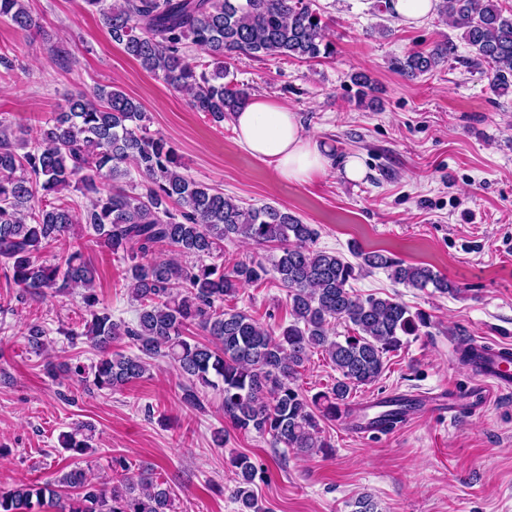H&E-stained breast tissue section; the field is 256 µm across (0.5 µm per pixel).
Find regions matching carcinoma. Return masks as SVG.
<instances>
[{
	"label": "carcinoma",
	"mask_w": 512,
	"mask_h": 512,
	"mask_svg": "<svg viewBox=\"0 0 512 512\" xmlns=\"http://www.w3.org/2000/svg\"><path fill=\"white\" fill-rule=\"evenodd\" d=\"M98 13L113 42L148 72L186 93L194 110L214 122L240 108L248 89L227 80L224 59L233 55L288 57L311 62L334 54L326 23L313 0H82ZM439 16L451 20L472 49L468 65L484 73L495 92L512 87V8L503 0H439ZM0 18L23 34L40 29L28 0H0ZM207 60H193L188 48ZM445 40L430 51H411L396 68L414 80L456 58ZM86 198L78 211L61 194ZM318 229L286 209L247 205L184 172L175 150L147 128L137 99L112 85L92 96L70 95L66 108L46 122L35 141L18 136L0 118V264L12 273L18 298L56 296L84 289L86 318L77 337L97 352L91 365L98 388L117 389L140 379L157 359L168 360L186 380L183 401L206 408V390L222 397L224 419L235 429L270 437L275 445L310 455L322 452L319 418L336 419L352 391L376 382L388 354L431 324L396 297L365 298L354 292L355 272L382 268L412 288L442 295L459 288L432 268L406 264L380 251L357 249L354 266L339 253L312 247ZM272 246L269 264L240 263L226 271L216 263L224 241ZM66 242L57 261L42 252ZM93 244L127 262L137 303L136 320L116 319L99 306L96 270L84 254ZM168 249L190 262L161 260ZM276 274L288 290L291 321L273 329L244 311L224 308L239 290ZM350 327L343 339L332 326ZM209 336L197 341L187 332ZM126 338L133 354L112 351ZM319 349L338 372L330 391L307 398L295 385L309 354ZM401 412L370 422L393 428ZM87 427L64 436V448L89 449ZM237 512H265L252 488L256 466L232 457ZM95 481L81 468L63 467L52 481L0 487V512H172L169 489L151 474Z\"/></svg>",
	"instance_id": "cac0c4a2"
}]
</instances>
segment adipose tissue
I'll return each instance as SVG.
<instances>
[{
    "instance_id": "obj_1",
    "label": "adipose tissue",
    "mask_w": 512,
    "mask_h": 512,
    "mask_svg": "<svg viewBox=\"0 0 512 512\" xmlns=\"http://www.w3.org/2000/svg\"><path fill=\"white\" fill-rule=\"evenodd\" d=\"M231 123L238 143L255 158L272 165L283 181L304 183L335 167L351 180L363 175L357 158L334 159L326 146L306 134L297 112L275 99H249L232 113Z\"/></svg>"
}]
</instances>
